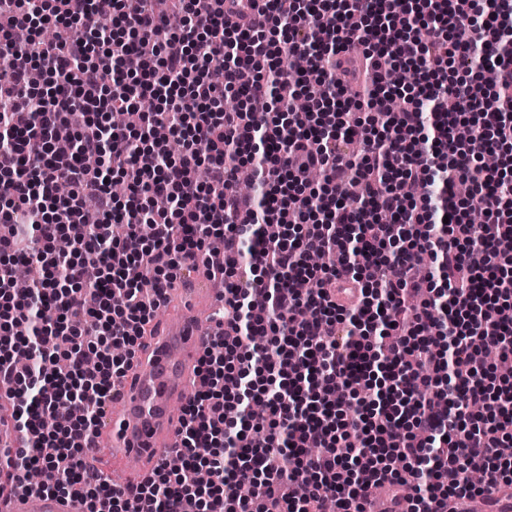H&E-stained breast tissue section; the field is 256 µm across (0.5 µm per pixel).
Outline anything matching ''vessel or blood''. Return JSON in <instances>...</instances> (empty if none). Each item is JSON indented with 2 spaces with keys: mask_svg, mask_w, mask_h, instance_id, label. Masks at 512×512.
Listing matches in <instances>:
<instances>
[{
  "mask_svg": "<svg viewBox=\"0 0 512 512\" xmlns=\"http://www.w3.org/2000/svg\"><path fill=\"white\" fill-rule=\"evenodd\" d=\"M183 297L175 319L158 325L150 348L117 384L111 406L90 456L108 455L113 468L126 460L156 463L169 449L180 447L174 403L193 396L199 359L224 323L203 304L213 303L217 291L198 277L179 284ZM77 498L15 495L0 500V512H82Z\"/></svg>",
  "mask_w": 512,
  "mask_h": 512,
  "instance_id": "1",
  "label": "vessel or blood"
}]
</instances>
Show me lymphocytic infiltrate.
<instances>
[{
	"mask_svg": "<svg viewBox=\"0 0 512 512\" xmlns=\"http://www.w3.org/2000/svg\"><path fill=\"white\" fill-rule=\"evenodd\" d=\"M172 2L184 25L166 35L154 0H0V382L20 437L15 488L51 469L49 493L80 495L87 512H318L326 499L367 512L377 485L392 490L385 512L404 486L408 512H458L512 491V379L474 357L512 356V165L481 163L512 152L500 104L512 0L490 12L479 0ZM354 43L370 113L346 125ZM298 54L309 73L294 71ZM411 65L418 82L392 80ZM228 93L245 107L225 110ZM271 96L274 116L250 111ZM115 110L125 127L108 121ZM63 126L76 136L67 154ZM133 169L114 197L111 180ZM474 206L484 223H470ZM241 212L247 223H230ZM116 224L129 227L117 242ZM213 237L244 265L210 255ZM313 251L346 253L356 306L336 307V271L310 270ZM191 255L225 281L224 333L182 409L179 467L116 488L87 450ZM23 263L42 275L18 289Z\"/></svg>",
	"mask_w": 512,
	"mask_h": 512,
	"instance_id": "1",
	"label": "lymphocytic infiltrate"
}]
</instances>
